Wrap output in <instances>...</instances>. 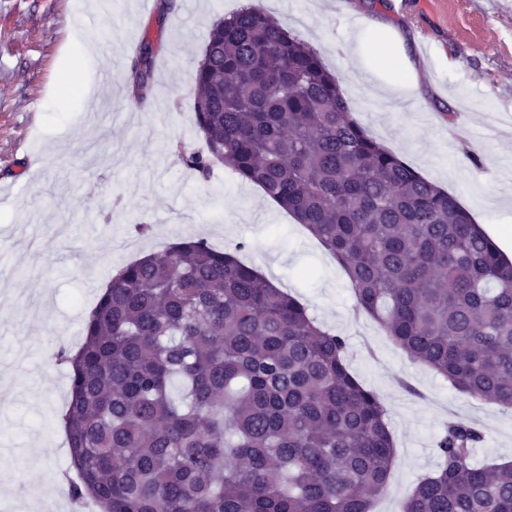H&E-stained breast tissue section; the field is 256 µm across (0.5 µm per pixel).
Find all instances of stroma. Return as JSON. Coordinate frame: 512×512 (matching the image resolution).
Listing matches in <instances>:
<instances>
[{
    "mask_svg": "<svg viewBox=\"0 0 512 512\" xmlns=\"http://www.w3.org/2000/svg\"><path fill=\"white\" fill-rule=\"evenodd\" d=\"M246 0H0V512H78L62 476L70 400L57 345L78 349L84 323L118 269L170 244L248 242L243 260L298 297L347 341L351 372L387 409L396 462L374 512H401L438 460L449 422L481 430L478 464L512 460V410L469 398L412 360L357 313L343 268L255 186L215 164L208 180L176 151L206 145L193 76L212 24ZM310 43L342 78L368 133L448 190L490 236L512 229V0H254ZM91 38L101 54L87 58ZM154 78L124 110L144 43ZM415 76L408 92L405 79ZM388 87L389 105L376 98ZM424 109L416 112L413 101ZM145 224L149 235L133 237Z\"/></svg>",
    "mask_w": 512,
    "mask_h": 512,
    "instance_id": "obj_1",
    "label": "stroma"
}]
</instances>
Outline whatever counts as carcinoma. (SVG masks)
<instances>
[{
  "label": "carcinoma",
  "instance_id": "1",
  "mask_svg": "<svg viewBox=\"0 0 512 512\" xmlns=\"http://www.w3.org/2000/svg\"><path fill=\"white\" fill-rule=\"evenodd\" d=\"M144 43L130 87L145 100ZM207 152L336 258L358 310L456 391L512 409V262L447 191L374 141L319 53L265 10L212 26L194 76ZM239 242L171 245L120 268L69 367L62 417L76 504L101 512H371L395 461L380 397L343 336L241 262ZM449 424L402 512H512V463L477 466Z\"/></svg>",
  "mask_w": 512,
  "mask_h": 512
}]
</instances>
